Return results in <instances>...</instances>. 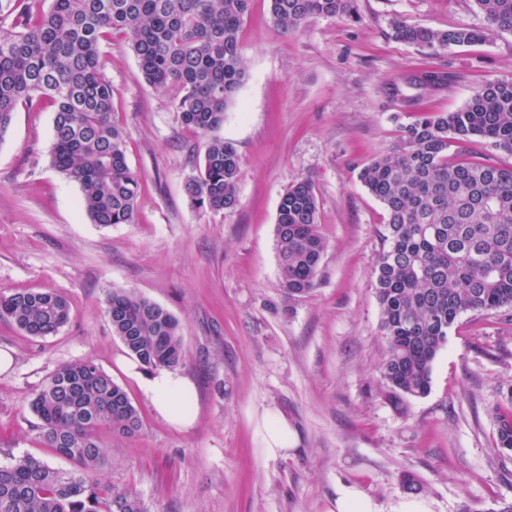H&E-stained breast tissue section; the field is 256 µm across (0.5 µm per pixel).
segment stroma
Masks as SVG:
<instances>
[{"label": "stroma", "mask_w": 512, "mask_h": 512, "mask_svg": "<svg viewBox=\"0 0 512 512\" xmlns=\"http://www.w3.org/2000/svg\"><path fill=\"white\" fill-rule=\"evenodd\" d=\"M360 21L318 17L291 35L254 0L240 35L248 78L215 134L182 126L168 90L148 85L122 38L103 49L113 106L140 185L135 221L101 226L79 184L50 162L54 110L19 107L0 141V292L52 290L70 322L45 338L0 319V466L42 447L29 403L61 366L92 360L128 394L141 428L103 431L104 475L147 512H328L342 485L391 512L413 478L431 512H512V456L496 417L512 389V308L460 315L433 365L431 390L396 410L379 384L387 344L373 271L388 221L359 169L399 142L422 112L463 108L472 92L512 78V32L430 52L397 40L391 22L482 28L474 0H359ZM450 74L430 92L408 82L420 68ZM234 144L240 204L191 207L184 183L210 137ZM310 177L328 247L313 291L290 298L280 279V198ZM171 311L195 386L188 428L162 418L107 316L112 290ZM283 416L291 456L264 454L263 418Z\"/></svg>", "instance_id": "obj_1"}]
</instances>
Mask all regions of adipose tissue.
Wrapping results in <instances>:
<instances>
[{
	"label": "adipose tissue",
	"instance_id": "obj_1",
	"mask_svg": "<svg viewBox=\"0 0 512 512\" xmlns=\"http://www.w3.org/2000/svg\"><path fill=\"white\" fill-rule=\"evenodd\" d=\"M144 391L158 414L168 422L188 427L196 420L195 395L192 384L181 374L160 369L149 375Z\"/></svg>",
	"mask_w": 512,
	"mask_h": 512
}]
</instances>
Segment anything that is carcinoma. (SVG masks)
<instances>
[{
  "label": "carcinoma",
  "mask_w": 512,
  "mask_h": 512,
  "mask_svg": "<svg viewBox=\"0 0 512 512\" xmlns=\"http://www.w3.org/2000/svg\"><path fill=\"white\" fill-rule=\"evenodd\" d=\"M252 2L0 0V140L19 106L49 104L55 112L51 163L80 185L91 221L133 223L138 181L113 111L102 46L124 38L143 79L172 91L181 125L211 132L224 124L228 104L248 79L239 32ZM475 4L487 21L482 29L434 30L395 20L393 36L436 52L512 32V0ZM269 13L285 34L313 17L360 20L358 0H269ZM447 82L435 69L409 77L425 91ZM474 138L512 154V79L474 90L456 112L401 126L399 145L357 174L388 214L374 285L387 341L380 378L399 410L407 399L429 393L433 364L461 314L512 307V167L448 159L451 141ZM238 180L236 148L215 137L184 190L200 211H230L240 202ZM276 237L283 288L295 297L309 293L327 250L311 178L296 180L281 196ZM107 315L113 334L145 368L183 364L180 321L169 310L114 289ZM0 318L43 338L69 322L70 308L50 290L1 292ZM30 408L40 444L69 468L30 455L0 466V512H145L135 493L101 478L100 432L132 436L141 426L138 410L110 375L91 360L63 366ZM497 423L499 447L512 451V410Z\"/></svg>",
  "instance_id": "cac0c4a2"
}]
</instances>
